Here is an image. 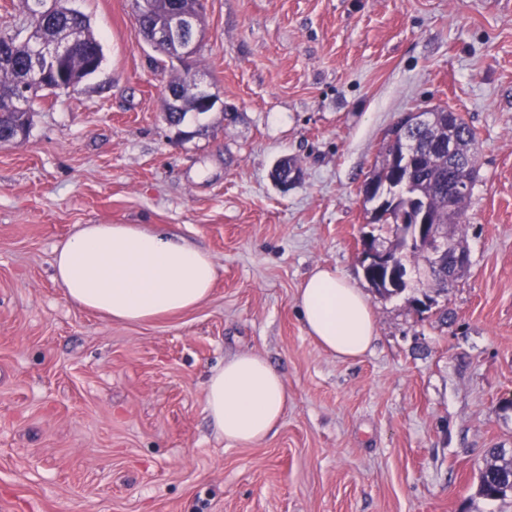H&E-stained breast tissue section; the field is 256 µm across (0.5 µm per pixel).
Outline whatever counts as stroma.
Returning <instances> with one entry per match:
<instances>
[{"instance_id":"35a3bbf8","label":"stroma","mask_w":512,"mask_h":512,"mask_svg":"<svg viewBox=\"0 0 512 512\" xmlns=\"http://www.w3.org/2000/svg\"><path fill=\"white\" fill-rule=\"evenodd\" d=\"M67 5L101 67L0 144V512H512L477 490L486 450L512 448V0H203L194 70L237 117L179 128L164 106L182 68L145 43L136 0ZM435 106L477 134L470 266L448 291L384 297L359 248L392 236L361 187L388 130ZM282 158L301 170L285 189ZM84 224L183 236L214 260L210 298L138 324L79 307L53 261ZM318 266L368 299L362 359L303 328L296 289ZM239 352L289 393L249 445L205 411Z\"/></svg>"}]
</instances>
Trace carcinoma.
<instances>
[{"label":"carcinoma","instance_id":"obj_1","mask_svg":"<svg viewBox=\"0 0 512 512\" xmlns=\"http://www.w3.org/2000/svg\"><path fill=\"white\" fill-rule=\"evenodd\" d=\"M59 15L53 16L38 28V37L49 40L61 31L69 29L84 38L87 57L102 53V47L90 29L87 16L82 13L69 14V8L63 5V0H57ZM179 7L180 12L198 22H203L202 0H151L149 16L137 20L139 31L147 32L157 23L165 20L173 7ZM33 43L20 39L7 31H0V92L5 93L15 87L24 77L31 60ZM91 75L86 69V57H74L65 67V73H48L45 82L38 83L35 92H54L59 78L81 81ZM183 90L185 104L177 105L167 102L165 112L168 119L175 125L184 122L190 112L188 105L192 103L193 94L186 77H179L169 85V90ZM28 98L26 108L8 114L0 120V136L18 139L25 136L33 123L31 102ZM434 117L433 125L414 133L418 141L415 150V167L411 173L397 172L398 157L403 152L401 140L389 141L385 149L380 170L371 177L377 189L390 197L384 212L388 216L374 219L378 224H389L393 232H398L397 213L407 203L402 191L404 180H409L412 191L420 193L429 200L433 220H443L448 203L456 208V218L450 221V236L457 239L463 227L462 215L471 193L467 192L448 199V185L460 178L474 180L475 163L478 153V140L474 129L461 117H455V135L457 138L456 152L448 154V110L439 108L431 111ZM478 493L491 500L505 499L512 496V452L505 448H490L487 459L481 469L478 480Z\"/></svg>","mask_w":512,"mask_h":512}]
</instances>
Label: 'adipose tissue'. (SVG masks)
Here are the masks:
<instances>
[{"mask_svg":"<svg viewBox=\"0 0 512 512\" xmlns=\"http://www.w3.org/2000/svg\"><path fill=\"white\" fill-rule=\"evenodd\" d=\"M217 270L210 254L162 231L128 224H85L55 250L54 278L66 297L110 320L143 323L205 302ZM306 334L337 360L365 356L375 324L360 288L342 272L312 270L296 292ZM282 377L260 356L225 360L205 386V408L232 444L265 439L288 406Z\"/></svg>","mask_w":512,"mask_h":512,"instance_id":"ef3b65f1","label":"adipose tissue"}]
</instances>
